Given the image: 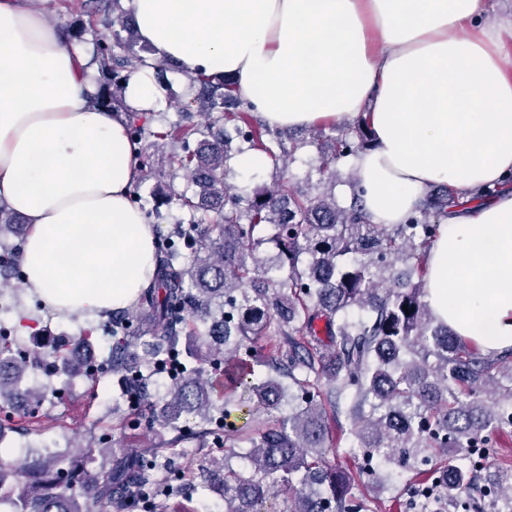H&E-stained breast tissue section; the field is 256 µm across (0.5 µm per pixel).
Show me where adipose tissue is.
I'll return each instance as SVG.
<instances>
[{
    "label": "adipose tissue",
    "mask_w": 512,
    "mask_h": 512,
    "mask_svg": "<svg viewBox=\"0 0 512 512\" xmlns=\"http://www.w3.org/2000/svg\"><path fill=\"white\" fill-rule=\"evenodd\" d=\"M140 44L187 74L231 75L265 122L289 130L365 117L352 165L375 224H400L426 187L462 208L428 259L438 321L480 348H512V60L485 0H125ZM27 0H0V205L30 226L28 292L55 316L129 307L156 266L157 230L129 201L151 72L125 105L92 103V69ZM486 187L496 196L477 199Z\"/></svg>",
    "instance_id": "1"
}]
</instances>
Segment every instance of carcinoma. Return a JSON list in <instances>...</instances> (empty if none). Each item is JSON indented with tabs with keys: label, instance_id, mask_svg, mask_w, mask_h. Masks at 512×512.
<instances>
[{
	"label": "carcinoma",
	"instance_id": "carcinoma-1",
	"mask_svg": "<svg viewBox=\"0 0 512 512\" xmlns=\"http://www.w3.org/2000/svg\"><path fill=\"white\" fill-rule=\"evenodd\" d=\"M120 2L81 4L112 29V41L95 40L92 57L94 104L105 108L124 106L113 87L131 73L169 66L148 63ZM188 81L199 85L203 121L182 116L158 134L135 118L128 126L136 142L157 134L174 144L169 166L201 189V200L178 196L189 224L162 241L152 285L134 310L112 316L105 361L124 386L114 409L130 398L140 411L158 407L161 429L180 430L186 416L201 434L224 427L223 472L209 485L223 492L224 512H268L276 489L288 492L290 512H371L354 492L352 472L325 462L329 415L341 412L363 455H381L389 470H433L459 498L472 484L470 471L448 469L447 459L458 448L488 455L493 435L512 427V352L485 353L454 335L426 300V257L460 205L458 193L427 192L418 215L402 224L371 223L355 189L347 208L330 194L296 196L282 180L251 196L233 193L224 174L236 153L214 129L239 117L225 104H251L227 75ZM265 133L261 151L277 169L289 155L288 134L269 126ZM370 145L360 117L334 139L319 171ZM399 260L408 269L395 274ZM173 360L180 372L157 398L149 372ZM240 361L267 367L264 379H232L217 393L204 365ZM38 371L80 377L90 368L71 360L64 344L23 349L0 329V412L22 394L42 404L41 393L21 389ZM234 412L243 424L229 421ZM238 443L250 448L241 467L232 463ZM169 454L178 449L117 454L95 443L76 459L47 450L35 470L0 462V512H90L91 501L113 512H157L160 489L149 469ZM489 492L512 505V468L489 479Z\"/></svg>",
	"mask_w": 512,
	"mask_h": 512
}]
</instances>
